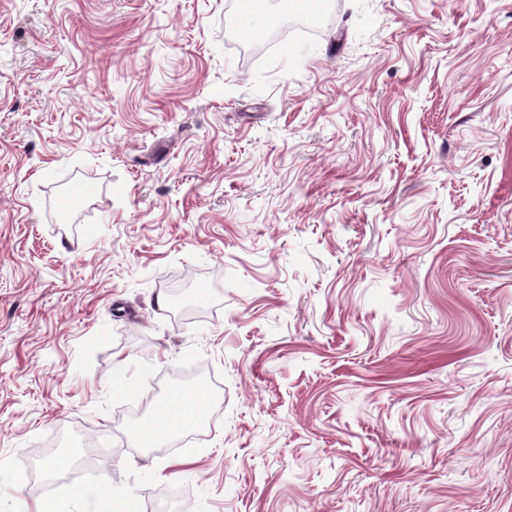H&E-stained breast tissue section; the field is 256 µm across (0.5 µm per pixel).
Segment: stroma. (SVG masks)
<instances>
[{
  "mask_svg": "<svg viewBox=\"0 0 512 512\" xmlns=\"http://www.w3.org/2000/svg\"><path fill=\"white\" fill-rule=\"evenodd\" d=\"M239 4L0 0V512H512V0Z\"/></svg>",
  "mask_w": 512,
  "mask_h": 512,
  "instance_id": "1",
  "label": "stroma"
}]
</instances>
